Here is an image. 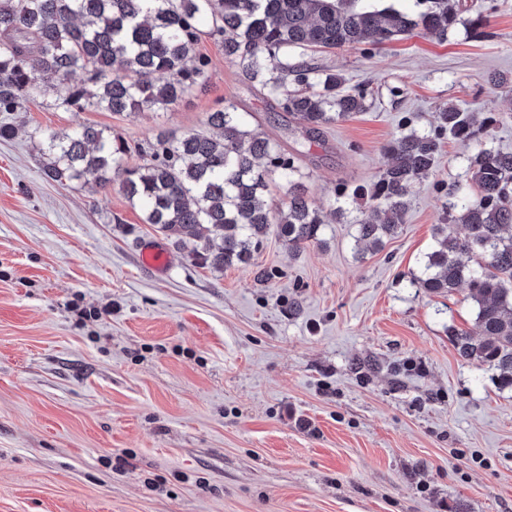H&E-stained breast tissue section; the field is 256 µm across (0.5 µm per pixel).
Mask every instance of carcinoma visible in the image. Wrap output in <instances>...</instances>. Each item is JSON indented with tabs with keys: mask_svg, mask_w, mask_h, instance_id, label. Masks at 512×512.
<instances>
[{
	"mask_svg": "<svg viewBox=\"0 0 512 512\" xmlns=\"http://www.w3.org/2000/svg\"><path fill=\"white\" fill-rule=\"evenodd\" d=\"M357 2L0 0V112L22 110L37 71L58 79L52 92L59 109L168 111L207 77L210 60L197 51L207 35L311 139L364 111L366 95L345 89L340 75L313 66L303 51L382 44L417 28L442 38L461 14L460 0H414L412 16ZM78 73L82 79L72 81ZM290 81L296 89H288ZM476 123L475 113L447 106L433 130H413L386 146L388 162L355 243L378 250L398 234L408 188L433 172L443 135L474 145L468 172L477 193L448 192L447 215L435 225L414 284L443 296L467 286L479 333L455 330L451 341L462 359L493 367L499 386L512 389V153L487 148L481 134L488 120ZM41 136L47 179L118 184L143 223L178 244L194 240L193 259L215 270L250 264L271 232L296 252L322 245L321 228L336 220V210L324 213L308 201L300 152L254 132L231 102L205 113L203 129L164 132L145 146L89 125ZM133 151L142 158L135 166L127 163ZM278 179L288 186L282 206L269 199Z\"/></svg>",
	"mask_w": 512,
	"mask_h": 512,
	"instance_id": "1",
	"label": "carcinoma"
}]
</instances>
